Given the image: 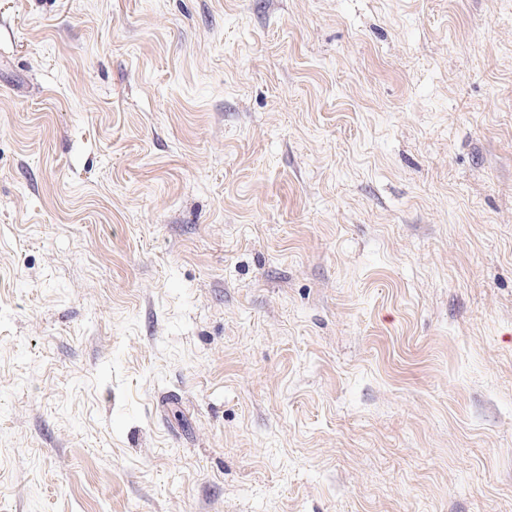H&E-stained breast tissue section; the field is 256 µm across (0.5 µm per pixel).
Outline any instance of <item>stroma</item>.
<instances>
[{
	"instance_id": "35a3bbf8",
	"label": "stroma",
	"mask_w": 512,
	"mask_h": 512,
	"mask_svg": "<svg viewBox=\"0 0 512 512\" xmlns=\"http://www.w3.org/2000/svg\"><path fill=\"white\" fill-rule=\"evenodd\" d=\"M0 512H512V0H0Z\"/></svg>"
}]
</instances>
